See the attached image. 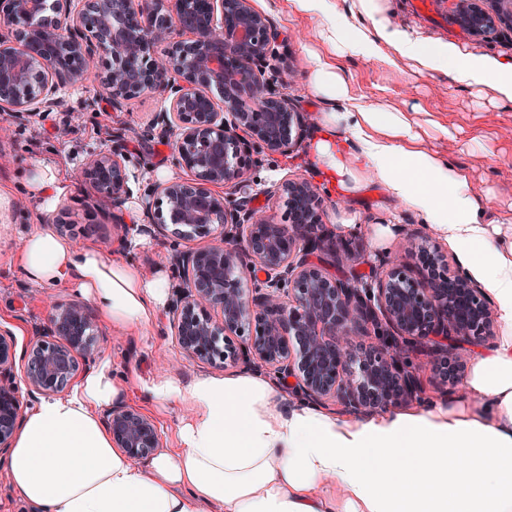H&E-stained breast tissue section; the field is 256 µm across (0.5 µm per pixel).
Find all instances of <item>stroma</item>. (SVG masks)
<instances>
[{"label":"stroma","mask_w":512,"mask_h":512,"mask_svg":"<svg viewBox=\"0 0 512 512\" xmlns=\"http://www.w3.org/2000/svg\"><path fill=\"white\" fill-rule=\"evenodd\" d=\"M394 19L422 36L443 39L465 52L512 59V32L490 41L473 38L458 27L453 16L456 0H430L425 9H417L416 0H391ZM254 7L271 20L282 43L279 63L284 91L297 111L314 117L324 104L311 91L308 83L306 50L317 45L318 31L324 20L300 18L289 13L286 0H253ZM343 72L356 96L367 105L417 109L419 120L434 118L454 128V137H446L434 128H426L425 138L431 148L446 156L464 170L478 189L486 220L512 225V105L499 106L479 90L457 84L438 73H415L409 68L394 70L380 59L346 58ZM66 111L36 116L25 121L8 117L0 125L9 134L0 138V189L9 190L14 206L9 228L0 230V327L11 330L18 343L41 333L48 322L52 303H73V289L60 284L37 287L25 277L20 263L23 238L34 228H55L58 219L70 221L65 240L95 245L104 255L118 254L123 244L138 239L130 258L146 274L164 271L171 287L181 281L170 272L160 257L166 244L157 237L138 232L144 218L136 202L126 205L135 217V227L121 229L112 222L111 209L90 201L93 188L76 177V171L91 154L109 149L113 130H122L126 154L131 162H146L142 179L181 177V170L169 162L171 138H144V130L160 112L163 102L159 93L145 94L124 102L121 110H113L106 93L93 79L63 91ZM55 163L61 173L62 193L51 212L39 208V200L29 191L38 161ZM252 205L282 219L283 209L274 196L275 188L284 180L303 178L314 182L319 195L323 222L318 233L328 241L331 251L340 255L341 273L363 278L374 275L381 259L396 260L414 268V259L398 252L403 235L426 231L419 215L395 200L381 188L366 184L352 199L332 195L316 176L304 148L289 154H267L261 164L249 171ZM350 232H343V225ZM98 327L104 342L102 356L112 361L119 375L147 378L164 373L187 382L213 374V367L203 361L186 358L169 326L168 315L145 333H127L112 328L107 322ZM129 405L150 416L156 423L166 448H173L175 435L186 411L179 405L151 407L137 394H130Z\"/></svg>","instance_id":"35a3bbf8"}]
</instances>
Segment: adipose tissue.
I'll return each instance as SVG.
<instances>
[{
    "mask_svg": "<svg viewBox=\"0 0 512 512\" xmlns=\"http://www.w3.org/2000/svg\"><path fill=\"white\" fill-rule=\"evenodd\" d=\"M290 12L335 11L325 50L308 49L310 85L327 108L315 116L307 156L328 189L354 196L378 185L446 242L494 301L498 336L473 351L454 404L370 418L306 405L282 408L257 373L182 382L161 375L148 399L187 417L176 451L145 461L112 445L100 416L128 392L101 359L65 396L30 410L8 458L10 481L36 512H512V235L486 222L468 175L428 148L410 113L358 105L344 57L451 73L512 104V62L461 52L393 22L389 0H288ZM27 278L68 281L112 326L142 330L165 306L162 274L78 248L46 227L21 246Z\"/></svg>",
    "mask_w": 512,
    "mask_h": 512,
    "instance_id": "1",
    "label": "adipose tissue"
}]
</instances>
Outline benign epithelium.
<instances>
[{
  "mask_svg": "<svg viewBox=\"0 0 512 512\" xmlns=\"http://www.w3.org/2000/svg\"><path fill=\"white\" fill-rule=\"evenodd\" d=\"M455 20L475 38H493L512 29V0H458ZM0 22L15 28V40L0 38V106L18 118L60 111V91L91 75L115 110L140 94H163L144 135L173 136L171 165L191 178L149 183L141 203L176 248L186 291L169 315L186 357L260 367L298 401L367 415L418 398L413 352L425 351L452 389L467 357L448 342L493 339L484 289L449 272L430 237L398 243L418 258L419 274L394 264L364 282L310 260L322 249V217L308 182L277 187L284 224L251 206L247 163L292 150L306 127L269 74L280 58L278 35L251 0H0ZM127 163L121 148L100 151L80 175L99 202L119 210ZM206 237L204 248L177 250ZM99 350L95 316L83 303L53 304L45 332L22 347L0 328V447L10 446L21 422L18 373L28 395H58ZM105 421L112 447L133 459L164 447L155 422L136 409L117 406Z\"/></svg>",
  "mask_w": 512,
  "mask_h": 512,
  "instance_id": "7a95c632",
  "label": "benign epithelium"
}]
</instances>
